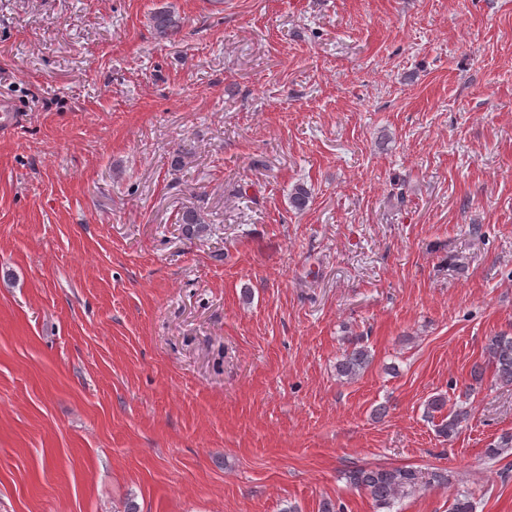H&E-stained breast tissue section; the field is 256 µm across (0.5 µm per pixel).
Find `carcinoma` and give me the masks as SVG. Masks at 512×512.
I'll use <instances>...</instances> for the list:
<instances>
[{"label": "carcinoma", "instance_id": "cac0c4a2", "mask_svg": "<svg viewBox=\"0 0 512 512\" xmlns=\"http://www.w3.org/2000/svg\"><path fill=\"white\" fill-rule=\"evenodd\" d=\"M153 28L162 39L177 35L183 19L170 9L162 8L152 15ZM311 189L303 184L294 185L288 193L289 205L296 211L305 210L310 202ZM179 223L189 238L204 237L209 232V225L194 209L181 213ZM486 359L476 363L470 371L471 379L479 383L486 371H491L496 383L512 386V334L499 332L488 338ZM371 361L370 351L361 345L360 340H350V348L336 364L337 375L347 381L356 379ZM466 408L449 413L441 420L437 431L440 436L450 439L456 435L460 424L466 419ZM512 454V434H504L485 448V456L496 460ZM348 484L364 492L373 502L376 512H390L395 500L416 492L423 486L443 483L447 480L441 472L426 474L412 467H354L345 472Z\"/></svg>", "mask_w": 512, "mask_h": 512}]
</instances>
